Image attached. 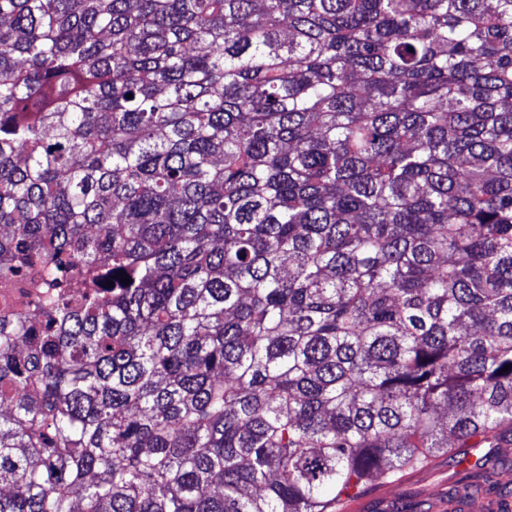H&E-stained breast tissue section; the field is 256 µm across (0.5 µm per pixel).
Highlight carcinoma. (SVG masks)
I'll use <instances>...</instances> for the list:
<instances>
[{
    "label": "carcinoma",
    "mask_w": 512,
    "mask_h": 512,
    "mask_svg": "<svg viewBox=\"0 0 512 512\" xmlns=\"http://www.w3.org/2000/svg\"><path fill=\"white\" fill-rule=\"evenodd\" d=\"M16 279L0 512H338L511 442L512 0H0Z\"/></svg>",
    "instance_id": "obj_1"
}]
</instances>
